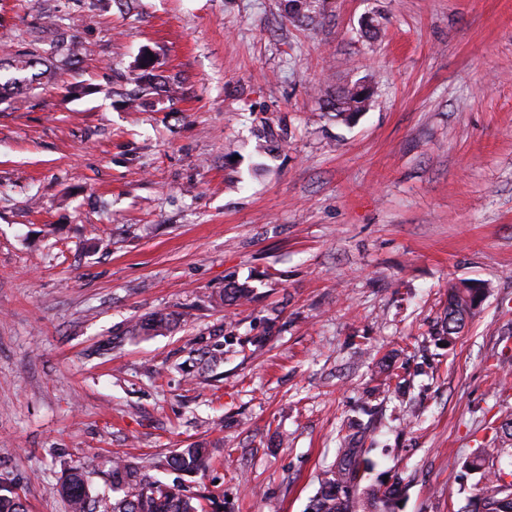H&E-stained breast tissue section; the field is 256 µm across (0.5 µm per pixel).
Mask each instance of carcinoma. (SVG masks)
I'll return each mask as SVG.
<instances>
[{
	"label": "carcinoma",
	"instance_id": "carcinoma-1",
	"mask_svg": "<svg viewBox=\"0 0 512 512\" xmlns=\"http://www.w3.org/2000/svg\"><path fill=\"white\" fill-rule=\"evenodd\" d=\"M326 0H282L286 18L300 24H312L325 14ZM39 60L32 52L17 56L11 67L19 76L11 79L13 85H30L39 74L33 69ZM371 98L370 86L363 82L345 86L336 91L329 101L334 117L352 122ZM486 287L475 288L463 283L448 290V304L440 320L439 334L453 341L474 315V297L485 294ZM253 299V289L229 281L221 294L224 302L243 305ZM174 325L168 316H155L130 327L133 335L159 332ZM491 442L507 443L512 440V419L489 422ZM505 448H479L466 462V467L479 475L473 494L468 498L467 512H512V482L503 478V471L493 468V459L504 453ZM220 449L207 443L183 448L165 459L163 466L183 474L196 473L206 468ZM373 467L362 456L360 449L350 447L348 438L338 449L336 462L326 469L320 480L319 490L309 505V512H352L353 500L363 493L365 512H396L402 489L394 481L382 488L360 490L361 483ZM86 467L69 470L62 482L53 488L68 505L69 512H96V501L90 497L85 479ZM112 500L104 503V512H206V506L216 502L187 492L178 481L164 483L151 475V468L134 458H116L110 472ZM0 512H28L20 494L7 487H0Z\"/></svg>",
	"mask_w": 512,
	"mask_h": 512
}]
</instances>
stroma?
<instances>
[{"label":"stroma","mask_w":512,"mask_h":512,"mask_svg":"<svg viewBox=\"0 0 512 512\" xmlns=\"http://www.w3.org/2000/svg\"><path fill=\"white\" fill-rule=\"evenodd\" d=\"M27 50L38 80L0 101V485L67 512L88 456L102 502L113 457L219 439L190 491L306 512L355 419L366 485L461 512L512 416V0H328L315 27L280 0H0V58ZM145 50L174 92L130 110ZM231 277L251 302L221 304ZM463 280L488 290L443 347ZM381 362L400 389L373 393ZM359 82L339 88L334 98L329 101L330 112H335L336 119L345 123L352 122L370 100V86L365 81ZM88 466L75 467L69 470L62 482L53 488L68 505L69 512H96V501L90 497L85 479Z\"/></svg>","instance_id":"1"}]
</instances>
